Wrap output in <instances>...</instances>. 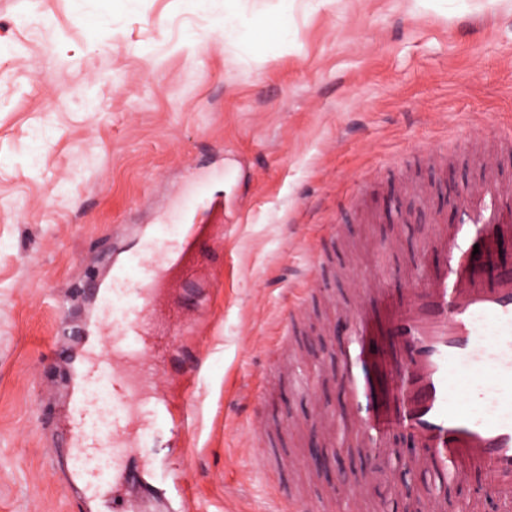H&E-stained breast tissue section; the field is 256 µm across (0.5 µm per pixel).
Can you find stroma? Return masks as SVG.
I'll use <instances>...</instances> for the list:
<instances>
[{
  "mask_svg": "<svg viewBox=\"0 0 512 512\" xmlns=\"http://www.w3.org/2000/svg\"><path fill=\"white\" fill-rule=\"evenodd\" d=\"M276 2L112 0L104 15L100 0H0V512H109L64 442L69 374L105 322L94 290L113 248L140 227L178 234L181 202L205 190L222 210L197 217L213 230L164 384L192 390L191 432L148 426L120 496L144 512L184 497L194 512H286L291 491L331 512H403L411 492L467 512L473 485L405 469L398 435L356 505L336 473L368 460L319 420L345 405L340 312L377 276L397 296L424 277L449 198L491 174L512 186V159L492 169L471 148L512 133V0H290L288 43L225 41V11ZM282 341L300 360L280 376Z\"/></svg>",
  "mask_w": 512,
  "mask_h": 512,
  "instance_id": "stroma-1",
  "label": "stroma"
}]
</instances>
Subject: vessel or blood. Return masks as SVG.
Returning <instances> with one entry per match:
<instances>
[{
  "mask_svg": "<svg viewBox=\"0 0 512 512\" xmlns=\"http://www.w3.org/2000/svg\"><path fill=\"white\" fill-rule=\"evenodd\" d=\"M457 219L458 226L434 230L431 242L446 260L423 283L396 301L376 282L348 310L356 341L337 344L352 407L344 423L369 454L352 481L381 476L386 438L401 430L413 445L409 466L459 483L478 474L472 512H485L491 499L498 512H512V266L502 261L512 236V188L490 180L470 188ZM200 232L191 224L180 238L148 235L113 260L112 277L96 295L112 316L111 345L86 352L71 401L75 471L109 457L107 481L119 486V462L144 422L187 430L191 401L175 407L148 389L165 371L161 339L181 317L170 290L194 275ZM91 390L112 401L105 424L96 422Z\"/></svg>",
  "mask_w": 512,
  "mask_h": 512,
  "instance_id": "vessel-or-blood-1",
  "label": "vessel or blood"
}]
</instances>
